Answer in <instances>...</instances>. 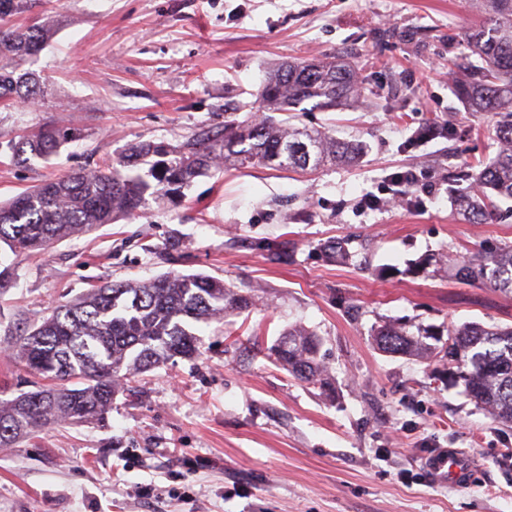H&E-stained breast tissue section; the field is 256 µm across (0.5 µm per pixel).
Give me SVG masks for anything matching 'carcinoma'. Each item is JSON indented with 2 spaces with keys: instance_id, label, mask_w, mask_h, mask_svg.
<instances>
[{
  "instance_id": "carcinoma-1",
  "label": "carcinoma",
  "mask_w": 512,
  "mask_h": 512,
  "mask_svg": "<svg viewBox=\"0 0 512 512\" xmlns=\"http://www.w3.org/2000/svg\"><path fill=\"white\" fill-rule=\"evenodd\" d=\"M488 17L470 39L484 66L457 84L474 112L499 115L492 132L500 144L494 161L473 171L454 199L457 211L481 222L496 216L497 201L512 200V0H487ZM47 35L42 25L24 30L0 27V99L36 101L39 77L16 62L38 52ZM363 97L353 67L332 57L300 61L276 70L260 92V111L288 112L313 101L324 110ZM79 134L50 126L7 145L11 159L49 158ZM358 144L318 130L291 127L263 116L224 121L216 134L203 133L179 145L141 142L116 163L73 170L0 202V244L16 258L41 252L60 239L89 232L120 217H135L148 195L178 193L193 180L225 165H268L282 170L316 168L350 161ZM456 276L512 292V246L457 259ZM252 295L221 280L169 273L142 283L94 286L55 307L20 336L14 359L45 381L35 391L0 402V445L12 443L57 422L101 419L131 378L176 357L193 358L200 339L190 321L208 323L240 314ZM402 327L381 326L374 334L390 355L427 357L436 347ZM321 343L302 327L287 329L272 349L276 362L304 382L328 384ZM448 368L461 372L465 393L502 423L512 424V327L469 325L448 331Z\"/></svg>"
}]
</instances>
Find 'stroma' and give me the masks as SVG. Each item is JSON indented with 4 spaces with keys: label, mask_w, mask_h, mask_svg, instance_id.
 I'll list each match as a JSON object with an SVG mask.
<instances>
[{
    "label": "stroma",
    "mask_w": 512,
    "mask_h": 512,
    "mask_svg": "<svg viewBox=\"0 0 512 512\" xmlns=\"http://www.w3.org/2000/svg\"><path fill=\"white\" fill-rule=\"evenodd\" d=\"M481 16V0H23L9 26L49 20L54 33L23 63L43 81L38 102L0 106L2 201L137 142L252 119L268 69L290 60L352 62L363 101L294 122L363 152L308 174L200 176L176 200L147 198L141 216L18 260L0 291V400L36 387L12 355L26 324L92 286L202 273L254 304L199 325L197 357L136 376L103 419L0 446V512H512V425L449 385L447 361L373 341L384 324L512 325L510 294L445 265L404 272L430 254L512 244V213L467 222L449 176L499 151L490 115L452 81L479 63L465 33ZM48 125L81 138L47 161H11L9 140ZM406 170L425 175L414 207L362 208ZM333 241L346 260L326 252ZM295 324L320 339L329 387L271 357ZM434 448L467 454L471 482L430 479Z\"/></svg>",
    "instance_id": "stroma-1"
}]
</instances>
